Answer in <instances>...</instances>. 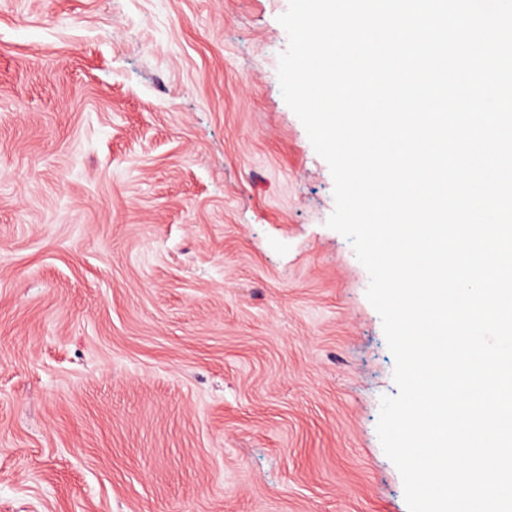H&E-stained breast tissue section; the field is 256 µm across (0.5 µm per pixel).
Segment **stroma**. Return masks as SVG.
<instances>
[{
	"label": "stroma",
	"mask_w": 512,
	"mask_h": 512,
	"mask_svg": "<svg viewBox=\"0 0 512 512\" xmlns=\"http://www.w3.org/2000/svg\"><path fill=\"white\" fill-rule=\"evenodd\" d=\"M288 4L0 0V512H408Z\"/></svg>",
	"instance_id": "obj_1"
}]
</instances>
